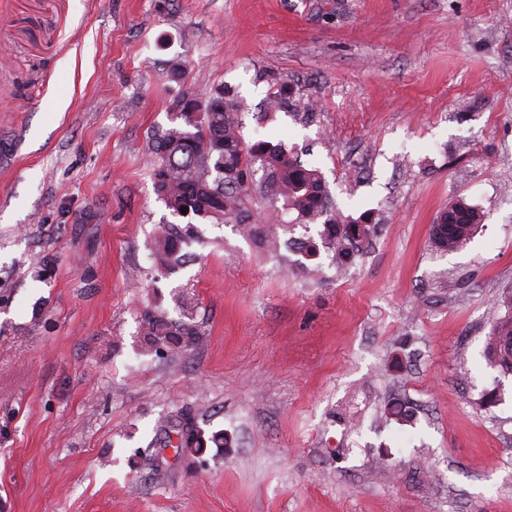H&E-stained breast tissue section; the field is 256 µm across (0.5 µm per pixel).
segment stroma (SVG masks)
I'll return each instance as SVG.
<instances>
[{"mask_svg":"<svg viewBox=\"0 0 512 512\" xmlns=\"http://www.w3.org/2000/svg\"><path fill=\"white\" fill-rule=\"evenodd\" d=\"M219 86L379 212L353 266L207 224L157 276L151 141ZM460 196L486 221L436 253ZM510 287L512 0H0V512H512ZM153 308L202 342L143 353ZM500 302L509 310V317L499 319L491 326L486 358L490 366L498 368L503 375L512 374V289L503 290Z\"/></svg>","mask_w":512,"mask_h":512,"instance_id":"stroma-1","label":"stroma"}]
</instances>
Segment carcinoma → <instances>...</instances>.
I'll use <instances>...</instances> for the list:
<instances>
[{
    "instance_id": "carcinoma-1",
    "label": "carcinoma",
    "mask_w": 512,
    "mask_h": 512,
    "mask_svg": "<svg viewBox=\"0 0 512 512\" xmlns=\"http://www.w3.org/2000/svg\"><path fill=\"white\" fill-rule=\"evenodd\" d=\"M268 111L257 116L264 124L274 115L291 88L275 83ZM204 104L206 126L192 130L189 122L170 113L171 126L155 137L152 153L168 169V178L153 172L154 191L170 211L172 220L159 225L153 241L152 261L156 270L168 274L178 267L183 246L201 241L198 225L225 224L270 256L304 272L313 273V263L322 257L338 269L351 266L369 245L376 229L371 215L344 216L333 203L323 173L301 161L284 142L245 139L239 105L224 93L212 95ZM224 105H218L219 101ZM260 180H255L257 172ZM258 183L266 206L253 208L249 185ZM186 212H181L182 207ZM482 223L475 206L460 198L448 205L432 225L430 243L434 251L446 254L463 249ZM301 229V236H295ZM287 236L281 240V236ZM286 247L297 256L292 260L280 253ZM500 302L511 316L491 326L486 358L504 375L512 374V289L503 290ZM145 349H177L192 343L203 332L192 317L174 321L163 313L147 311L141 319Z\"/></svg>"
}]
</instances>
